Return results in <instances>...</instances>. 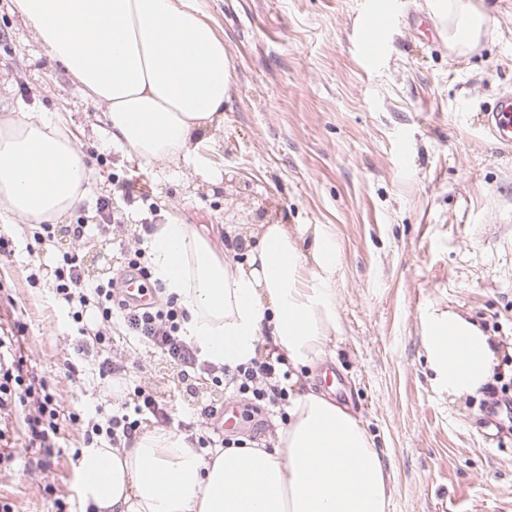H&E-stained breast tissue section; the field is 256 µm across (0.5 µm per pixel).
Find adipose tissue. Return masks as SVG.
I'll list each match as a JSON object with an SVG mask.
<instances>
[{"mask_svg": "<svg viewBox=\"0 0 512 512\" xmlns=\"http://www.w3.org/2000/svg\"><path fill=\"white\" fill-rule=\"evenodd\" d=\"M33 34L105 110L109 140L147 163H184L212 176L191 145L224 118L232 66L195 0H15ZM91 170L59 117L19 105L0 119V208L55 223L83 201ZM154 279L177 295L182 334L200 357L235 368L258 343L298 370L322 363L336 335L322 235L302 253L287 225H260L244 258L186 224L145 244ZM322 274L304 278L306 260ZM424 343L437 387L458 398L491 377L498 345L465 315L432 312ZM80 495L97 512H389L385 463L358 419L324 394L288 400L270 449L204 458L185 435L157 428L128 448H86Z\"/></svg>", "mask_w": 512, "mask_h": 512, "instance_id": "ef3b65f1", "label": "adipose tissue"}]
</instances>
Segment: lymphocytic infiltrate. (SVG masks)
I'll return each mask as SVG.
<instances>
[{"mask_svg": "<svg viewBox=\"0 0 512 512\" xmlns=\"http://www.w3.org/2000/svg\"><path fill=\"white\" fill-rule=\"evenodd\" d=\"M99 223L84 219L67 225L37 224L32 229L36 244H44L57 235L68 237L70 251L62 253L53 270L51 299L67 307L68 316L79 324L78 354L93 358L100 379L123 378L129 370L126 360L112 353L113 328L122 337L137 341L173 368L180 397L188 401L189 422L184 431L194 433L199 448L229 446V439L215 441L211 433L225 399L243 397L255 405L285 408L292 393L293 373L283 356L260 352L247 364L229 369L201 360L199 350L181 335L186 311L175 296L154 300L144 307L131 303L121 290L125 277L151 279L142 243L155 231L151 224H119L112 213V200L98 198ZM111 235L123 260L116 274L106 279H91L79 259L81 250L95 236ZM93 309L96 323L83 327L86 309ZM28 325L13 315L9 327L0 326V467L9 466L18 450L30 455L29 471L43 472L52 458L60 456L63 424L77 426L87 448H126L141 434L146 424H170L179 411L177 404L160 399L148 385H136L125 391L119 406L101 405L94 416L64 410L51 381L38 374L25 352L23 343ZM204 377L211 381L217 395L208 401L195 400L193 382ZM24 448H17V441Z\"/></svg>", "mask_w": 512, "mask_h": 512, "instance_id": "lymphocytic-infiltrate-1", "label": "lymphocytic infiltrate"}]
</instances>
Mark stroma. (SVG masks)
<instances>
[{"instance_id": "35a3bbf8", "label": "stroma", "mask_w": 512, "mask_h": 512, "mask_svg": "<svg viewBox=\"0 0 512 512\" xmlns=\"http://www.w3.org/2000/svg\"><path fill=\"white\" fill-rule=\"evenodd\" d=\"M486 16L476 47L448 43L435 0H197L233 67L224 119L196 154L218 181L186 165L156 169L109 144L103 110L81 95L18 13L0 0V117L24 101L65 120L92 169L79 212L101 196L123 223L177 222L227 245L244 229L233 195L289 225L302 251L316 234L336 245L333 355L298 371L294 392H326L355 415L388 466L389 512H512V435L481 423L485 390L449 402L423 343L433 309L468 315L498 340L512 397V146L488 140L483 114L512 90V0H471ZM402 22L386 53L362 57L356 27L369 7ZM408 155L400 157L399 139ZM147 200L128 203L118 179ZM29 222L0 221L15 254L0 262L29 325L25 348L65 408L111 400L110 383L74 359L77 326L49 302L52 270L70 247L41 253L29 286ZM337 383L323 384L324 371ZM22 462L0 472L18 512H46Z\"/></svg>"}]
</instances>
